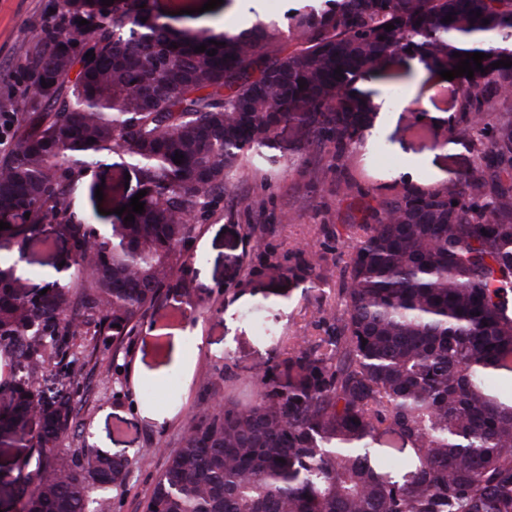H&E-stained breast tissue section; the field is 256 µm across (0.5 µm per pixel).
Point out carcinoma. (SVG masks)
<instances>
[{"mask_svg": "<svg viewBox=\"0 0 512 512\" xmlns=\"http://www.w3.org/2000/svg\"><path fill=\"white\" fill-rule=\"evenodd\" d=\"M59 10L56 26L30 31L38 100L0 157V429L41 426L29 440L41 466L15 475L34 484L21 512H91L93 490L124 488L127 459L63 447L100 352L117 357L163 290L182 287L181 248L198 230L182 214L207 215L245 153L286 124L329 148L324 169L341 168L375 116L355 83L410 51L451 70L472 33L497 43L485 72L460 76L454 129L474 169L376 203L345 185L362 234L335 332L289 345L254 403L197 412L143 512H512V113L495 111L512 97V67H492L512 61V0H323L288 14V42L261 20L173 38L154 0ZM74 30L93 60L69 50ZM110 147L137 169L144 212L81 224L67 188ZM47 222L69 242L73 272L21 295L14 254ZM73 324L95 328L81 363ZM77 365L83 381L45 394L46 370L69 378Z\"/></svg>", "mask_w": 512, "mask_h": 512, "instance_id": "cac0c4a2", "label": "carcinoma"}]
</instances>
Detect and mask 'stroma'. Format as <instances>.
Here are the masks:
<instances>
[{
    "label": "stroma",
    "mask_w": 512,
    "mask_h": 512,
    "mask_svg": "<svg viewBox=\"0 0 512 512\" xmlns=\"http://www.w3.org/2000/svg\"><path fill=\"white\" fill-rule=\"evenodd\" d=\"M57 0H0V100L11 99L23 120L36 98L26 64L35 51L29 30L47 24ZM205 0H156L174 27L192 32L220 31L240 18H259L286 26L297 0H235L231 8L204 10ZM404 79L394 84L379 74L366 77L375 93L406 98L382 133L365 128L361 142L341 173L313 179L319 150L307 149L306 130L281 126L271 146L241 162L219 190V199L183 249L179 276L184 287L171 289L137 326L119 358L104 354L94 377L97 396L81 411L84 433L66 445L87 442L130 463L128 482L112 512H142L167 454L177 446L201 396L252 402L258 378L287 357L290 341H317L341 313L336 292L351 257L353 227L338 180L384 199L403 183L424 187L469 173L474 156L452 135L459 104L458 83L404 56ZM130 159L116 150L101 151L68 195L86 224L120 223L116 209L135 195ZM253 226L262 235H250ZM49 245L32 244L25 255L32 273L19 280L21 294L40 293L48 278L70 257V244L47 225ZM313 259L317 282L291 275L303 259ZM198 342H190V335ZM28 442L0 435V512H19L30 484L6 482L31 458Z\"/></svg>",
    "instance_id": "1"
}]
</instances>
